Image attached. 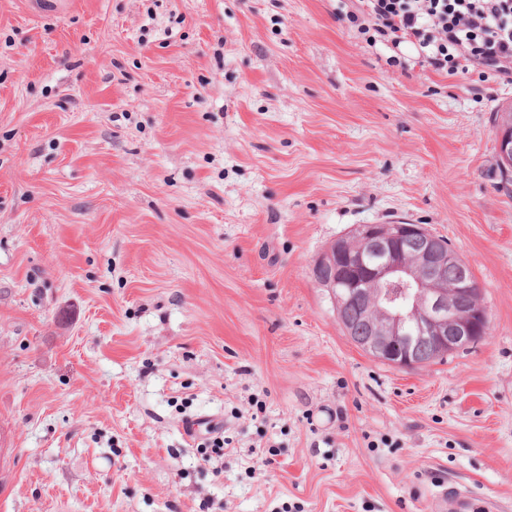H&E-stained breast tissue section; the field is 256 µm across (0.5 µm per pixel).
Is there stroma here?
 Returning a JSON list of instances; mask_svg holds the SVG:
<instances>
[{"instance_id":"stroma-1","label":"stroma","mask_w":512,"mask_h":512,"mask_svg":"<svg viewBox=\"0 0 512 512\" xmlns=\"http://www.w3.org/2000/svg\"><path fill=\"white\" fill-rule=\"evenodd\" d=\"M351 5L0 0V512H512V89L388 66ZM398 218L489 317L411 369L312 274ZM508 113L511 116L508 125L498 128L496 132L498 160L505 171L507 169L511 171L512 168V112Z\"/></svg>"}]
</instances>
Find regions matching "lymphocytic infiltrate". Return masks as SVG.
<instances>
[{"label":"lymphocytic infiltrate","instance_id":"lymphocytic-infiltrate-1","mask_svg":"<svg viewBox=\"0 0 512 512\" xmlns=\"http://www.w3.org/2000/svg\"><path fill=\"white\" fill-rule=\"evenodd\" d=\"M368 45L412 48L434 73L512 85V0H353L343 17Z\"/></svg>","mask_w":512,"mask_h":512}]
</instances>
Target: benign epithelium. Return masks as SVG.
Wrapping results in <instances>:
<instances>
[{
    "instance_id": "obj_1",
    "label": "benign epithelium",
    "mask_w": 512,
    "mask_h": 512,
    "mask_svg": "<svg viewBox=\"0 0 512 512\" xmlns=\"http://www.w3.org/2000/svg\"><path fill=\"white\" fill-rule=\"evenodd\" d=\"M498 160L512 168V125L497 129ZM416 252H408L410 243ZM458 255L420 224H358L349 235L331 243L316 260L312 272L328 270L317 279L336 305L345 332L354 325L344 315L349 304L364 302L361 320L367 334L360 347L371 356L400 368L420 365L416 341L431 342L437 354L466 349L489 328L478 285L464 274L452 286L443 271ZM460 294L472 297L465 309L456 304Z\"/></svg>"
}]
</instances>
